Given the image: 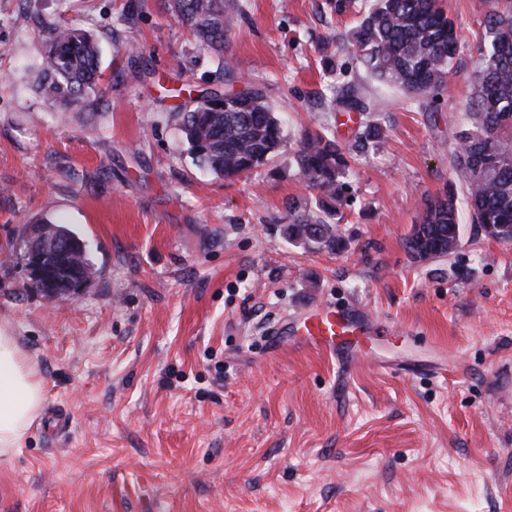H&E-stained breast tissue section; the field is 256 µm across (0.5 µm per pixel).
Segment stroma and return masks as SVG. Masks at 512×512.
I'll list each match as a JSON object with an SVG mask.
<instances>
[{
	"instance_id": "stroma-1",
	"label": "stroma",
	"mask_w": 512,
	"mask_h": 512,
	"mask_svg": "<svg viewBox=\"0 0 512 512\" xmlns=\"http://www.w3.org/2000/svg\"><path fill=\"white\" fill-rule=\"evenodd\" d=\"M127 2L0 0V324L44 386L24 448L0 456V512H512V245L467 223L450 256L405 248L456 179L486 0H445L459 75L436 105L383 92L339 252L283 227L316 200L294 163L304 132L351 151L365 120L331 102L378 89L342 48L356 0H238L223 77L164 0ZM40 17L101 44L96 93L62 113L31 71ZM185 82L261 86L283 119L277 156L234 180L198 168L171 95ZM47 220L88 245L97 275L77 298L25 274ZM336 301L394 338L352 365L271 346V328Z\"/></svg>"
}]
</instances>
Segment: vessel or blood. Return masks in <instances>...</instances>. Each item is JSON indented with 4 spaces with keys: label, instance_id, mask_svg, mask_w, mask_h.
<instances>
[{
    "label": "vessel or blood",
    "instance_id": "vessel-or-blood-1",
    "mask_svg": "<svg viewBox=\"0 0 512 512\" xmlns=\"http://www.w3.org/2000/svg\"><path fill=\"white\" fill-rule=\"evenodd\" d=\"M391 327L381 325L368 309L358 304L318 307L313 313L282 323L272 333L279 345H301L353 362L364 336L392 335Z\"/></svg>",
    "mask_w": 512,
    "mask_h": 512
}]
</instances>
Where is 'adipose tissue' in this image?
<instances>
[{"mask_svg":"<svg viewBox=\"0 0 512 512\" xmlns=\"http://www.w3.org/2000/svg\"><path fill=\"white\" fill-rule=\"evenodd\" d=\"M43 385L14 336L0 327V455L23 448L40 410Z\"/></svg>","mask_w":512,"mask_h":512,"instance_id":"adipose-tissue-1","label":"adipose tissue"}]
</instances>
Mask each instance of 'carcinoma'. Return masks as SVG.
Instances as JSON below:
<instances>
[{"mask_svg":"<svg viewBox=\"0 0 512 512\" xmlns=\"http://www.w3.org/2000/svg\"><path fill=\"white\" fill-rule=\"evenodd\" d=\"M169 6L203 49L216 59L217 72H231L224 55L229 19L236 0H170ZM484 36L477 45L478 68L468 77L472 93L464 118L470 129L449 157L462 184L472 223L512 244V0H488ZM38 61L42 96L53 104L74 105L93 92L102 77L98 43L75 25L41 22ZM344 50L380 84L411 102L434 100L455 74L460 37L442 0H366L350 29ZM333 105L342 112H377L382 101L366 89L352 87ZM180 128L197 165L226 179L249 174L272 161L283 139L282 121L263 88L239 94L216 90L177 106ZM381 127L366 123L358 136L365 152L382 138ZM295 163L302 181L318 194L316 206L294 215L284 229L288 240L314 244L331 252L345 247L333 219L336 204L346 200L350 163L339 143L319 131L305 132ZM42 225L60 244L82 240L52 221ZM461 214L454 188L428 200L406 240L414 260L441 258L455 252ZM69 263L95 276L88 251L77 249Z\"/></svg>","mask_w":512,"mask_h":512,"instance_id":"1","label":"carcinoma"}]
</instances>
